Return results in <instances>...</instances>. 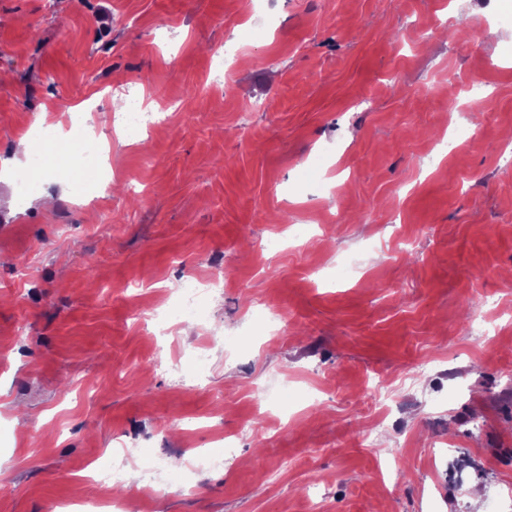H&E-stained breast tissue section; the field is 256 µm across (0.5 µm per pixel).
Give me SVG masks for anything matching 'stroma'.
Wrapping results in <instances>:
<instances>
[{
	"mask_svg": "<svg viewBox=\"0 0 512 512\" xmlns=\"http://www.w3.org/2000/svg\"><path fill=\"white\" fill-rule=\"evenodd\" d=\"M134 93L168 124L112 133ZM79 105L111 192L20 199ZM507 145L512 0H0V512L95 498L119 439L194 486L144 512L512 507ZM218 271L156 369L143 310ZM51 171L48 157L43 153H35L22 168L16 170L15 183L24 195H33Z\"/></svg>",
	"mask_w": 512,
	"mask_h": 512,
	"instance_id": "obj_1",
	"label": "stroma"
}]
</instances>
